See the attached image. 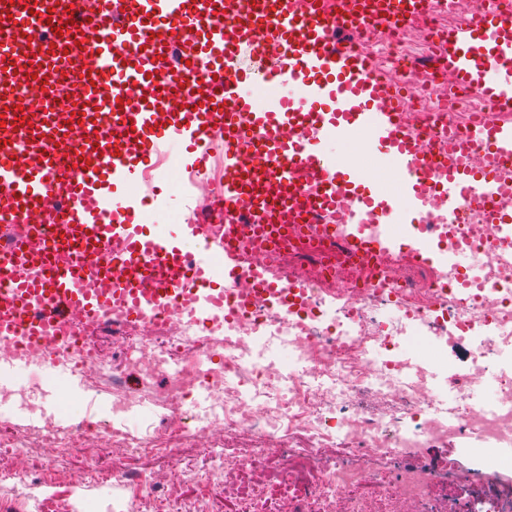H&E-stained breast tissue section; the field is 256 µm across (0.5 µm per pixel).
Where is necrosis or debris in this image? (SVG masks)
Masks as SVG:
<instances>
[{
	"label": "necrosis or debris",
	"instance_id": "1",
	"mask_svg": "<svg viewBox=\"0 0 512 512\" xmlns=\"http://www.w3.org/2000/svg\"><path fill=\"white\" fill-rule=\"evenodd\" d=\"M478 7L479 0H451L448 14L424 11L406 22L362 30L356 40L358 49L376 60L387 83L403 89L404 125L431 137L442 152L478 121H497L501 115L487 106L479 90L462 87L447 66L421 63L413 55L418 50L430 53L438 33L467 22ZM85 69V58L71 55L51 90L29 83L12 86L9 93L25 119L36 125L42 120L39 103L44 96H51L56 111H71ZM466 161L474 177L493 171L497 192L492 208L467 197L454 214H441L438 185L426 178L421 186L428 207L419 221L444 225L439 245L481 255L476 273L424 267L404 251L376 264L354 259L345 245L320 230L301 227L298 214L281 210L277 223L293 227L286 239L268 249L250 240L242 243L246 271L234 288L249 305L238 320L225 324L223 335L190 342V331L176 314L147 324L113 319L112 343L127 356L118 368L122 380L112 387L113 411L127 413L148 400L159 403L172 421L162 439L170 445L183 434L182 400L200 378L198 352L220 349L224 368L209 377L212 405L200 424L220 421L225 435L256 440L254 447L242 451L245 464L234 470L227 467V449L210 451L209 473L223 479L225 488L235 489L236 512H365L370 495L392 505L393 512H427L431 486L445 483L463 492L477 481L498 502L512 504V488L503 483L512 460L497 454L512 446V375L499 379V410H487L476 399L483 378L497 367L494 339L512 337V242L499 239L495 223L496 217L512 215V162H498L480 148L467 152ZM252 269L272 276L287 273L291 282L306 289L303 305L279 316L273 303L254 294L248 275ZM391 302L403 305V319L420 322L442 340L441 347L427 349L425 365L408 380L400 374L398 356L384 362L368 357L369 350L393 344L396 328L377 318ZM258 332L292 340L305 368L284 379L275 366L251 363V338ZM467 335L475 344L470 366L454 378L455 413L435 412L428 368L438 365L445 346ZM171 356L180 359L177 375L156 385L157 360ZM129 376L139 379V388L126 385ZM244 385L251 388L250 396L241 395ZM409 417L416 421L415 431L401 434ZM474 436L492 444L481 469L460 468L446 478L413 469L393 480L376 469L335 464L337 457L353 453L386 458L450 440L464 444ZM91 439L111 443V479L136 490L142 487V476L128 469L126 459L143 448L132 445L122 430L105 431L83 421L65 439L54 419L46 416L18 445L73 450ZM273 448L287 449L285 465L271 468L267 483H250L249 473Z\"/></svg>",
	"mask_w": 512,
	"mask_h": 512
}]
</instances>
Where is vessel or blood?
Returning <instances> with one entry per match:
<instances>
[{"label": "vessel or blood", "mask_w": 512, "mask_h": 512, "mask_svg": "<svg viewBox=\"0 0 512 512\" xmlns=\"http://www.w3.org/2000/svg\"><path fill=\"white\" fill-rule=\"evenodd\" d=\"M449 0H360L354 17L337 14L325 0H100L95 14L81 0H0V78L34 73L47 78L64 64V51H81L91 66L80 82L74 116L61 119L44 107L28 137L34 155L18 160L0 141V226L26 221L44 199L64 201L52 245L65 244L76 258L65 265L42 256L39 270L10 279L0 290V348L14 350L13 368H36L47 378L81 382V358L61 357L60 346L79 343V327L110 325L113 308L123 321L147 323L175 309L193 330L209 333L236 318L229 302L240 268L238 246L225 224L249 223L257 241L269 242L286 225L259 224L256 214L282 208L328 220L351 188L345 168L326 154L332 140L356 131L369 135L371 150L390 157L404 173L398 194L377 183L356 190L342 225L327 227L356 256L379 259L402 249L424 265L461 267L466 251L433 254L429 226L406 224L394 236L398 213L416 211V168L432 169V151L400 119L398 102H386L374 60L339 39L342 29L385 24L423 8L446 10ZM190 34L186 77H204L202 99L188 97L181 110L169 101L180 86L169 78L173 43ZM272 56L262 76L241 69V56ZM461 84L481 90L496 111L512 110V11L477 9L435 48ZM279 95L271 107L257 104L261 88ZM79 145H72L73 129ZM475 143L512 159V123L482 124ZM191 150V174H199L224 147V201L220 224H188L198 241L187 255L173 238L150 232L131 202L113 200L111 186L135 178L139 164L160 144ZM442 196L456 210L469 192L471 173L455 156L443 161ZM312 174L310 188L292 179L297 168ZM119 244L111 265L99 268L104 285L87 276L99 252ZM20 244L0 236V271L22 261ZM255 289L288 302L300 289L288 280L256 273ZM78 323L69 336L53 335L66 318Z\"/></svg>", "instance_id": "obj_1"}]
</instances>
